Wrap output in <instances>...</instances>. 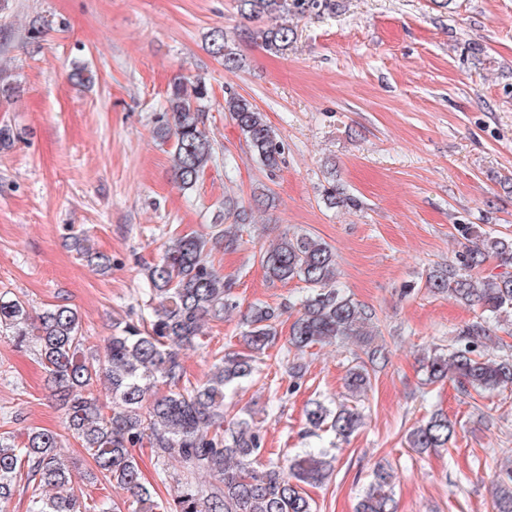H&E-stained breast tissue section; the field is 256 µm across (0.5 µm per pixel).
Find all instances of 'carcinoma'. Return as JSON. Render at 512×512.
Returning a JSON list of instances; mask_svg holds the SVG:
<instances>
[{"label":"carcinoma","instance_id":"obj_1","mask_svg":"<svg viewBox=\"0 0 512 512\" xmlns=\"http://www.w3.org/2000/svg\"><path fill=\"white\" fill-rule=\"evenodd\" d=\"M336 8L335 0H238L240 14L248 19ZM255 39L272 53L283 54L294 42L288 23L257 28ZM209 51L236 69L242 59L234 40L222 28L208 35ZM209 95L206 82L180 76L170 84L157 136L172 142L171 167L184 189L195 186L214 157L212 141L203 125L202 101ZM224 111L238 127L256 159L269 171L279 167L284 148L265 115L247 98L224 92ZM233 223L212 225V238L229 244L233 226L249 224L252 209L224 200ZM209 239L185 234L165 243L162 258L146 268L157 304L123 322L108 339L103 353L87 347L80 316L67 303L32 314L26 302L0 292V332L17 347L35 349L46 381L58 405L66 411L67 434L90 456L95 469L112 489L127 494L118 502L98 499L75 487L72 466L58 452L61 435L45 428L28 429L16 441L0 434V512L16 492L27 495L28 512H314L306 487L323 484L332 474L325 449H306L283 468L268 458L259 466L265 430L254 417H228L224 391L254 380L256 362L278 335L283 309L257 303L244 315V351L212 352L207 379L192 385L183 365L185 351L205 345L204 326L222 321L235 310L231 284L208 260ZM73 249L98 272H106L111 258L89 248L76 236ZM512 263V238L488 237L483 247L466 246L456 255V265L435 269L428 288L482 310L481 318L459 332L457 346L423 358L428 379L450 378L468 394L512 387V355L483 358L477 350L492 340L489 324L512 314V273L483 277L476 272L489 256ZM270 278L297 279L305 284L298 316L291 324L288 346L297 352L316 344L352 339L370 347L371 362L386 358L384 349L372 346L371 315L337 287L336 256L324 242L310 235L282 236L261 253ZM106 385L109 399L101 401L94 384ZM371 374L363 364L348 369L344 386L351 396L365 392ZM308 424L348 440L363 424L354 406H333L321 400L309 403ZM453 434L447 415L434 413L407 434L408 447L418 451L448 446ZM149 446L161 465V474L175 462L182 468L181 485L173 502L163 501L155 488L143 481L134 449ZM495 488V512H512V469ZM395 474L379 465L364 488L355 512H396ZM127 510H122V505Z\"/></svg>","mask_w":512,"mask_h":512}]
</instances>
